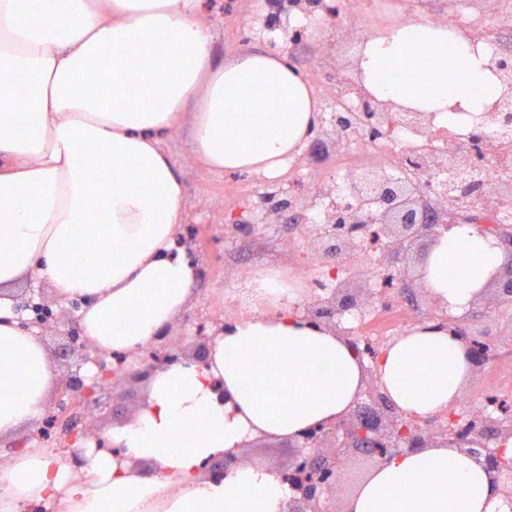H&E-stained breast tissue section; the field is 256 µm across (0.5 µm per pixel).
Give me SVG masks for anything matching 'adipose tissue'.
Listing matches in <instances>:
<instances>
[{
    "mask_svg": "<svg viewBox=\"0 0 512 512\" xmlns=\"http://www.w3.org/2000/svg\"><path fill=\"white\" fill-rule=\"evenodd\" d=\"M198 9L199 0H0V437L21 443L0 464V512H286L291 490L275 472L206 479L202 467L250 437L342 420L359 399L362 356L288 301L225 323L207 366L157 371L137 417L83 448L81 469L22 441L56 376L11 290L47 279L60 300L81 302L95 350L138 351L183 311L197 274L177 243L183 188L162 135L194 105L209 169L275 180L320 122L287 55L246 51L216 64ZM356 57L371 96L429 113L440 129L472 131L502 93L485 45L432 22L400 23ZM504 261L495 238L456 224L432 246L422 283L461 314ZM374 370L402 416L426 420L454 407L471 367L464 344L428 323L396 337ZM499 504L476 459L438 446L373 467L345 512Z\"/></svg>",
    "mask_w": 512,
    "mask_h": 512,
    "instance_id": "1",
    "label": "adipose tissue"
}]
</instances>
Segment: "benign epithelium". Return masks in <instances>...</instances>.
<instances>
[{
    "label": "benign epithelium",
    "instance_id": "benign-epithelium-1",
    "mask_svg": "<svg viewBox=\"0 0 512 512\" xmlns=\"http://www.w3.org/2000/svg\"><path fill=\"white\" fill-rule=\"evenodd\" d=\"M288 7L303 12L322 10L332 18L337 12L336 6L325 0H288ZM489 67L499 75L504 91L501 98L483 113L481 124L472 131V140L494 153L497 147L488 138L486 129L512 126V56L494 54L489 59ZM361 116L365 125L382 130L394 122L395 113L388 106L371 99L367 111ZM400 122L411 125L422 135H432L431 118L426 112H403ZM474 164L473 155L455 147L451 149L450 156L433 159L435 167H449L457 171V178L443 199L451 202L469 199L472 201L469 208H475L482 194L473 190V182L467 178V171ZM345 182L349 195L368 201L372 208L364 210L333 198L325 212V223L311 225V233L319 243L318 262L331 272V280L315 283L321 299L316 306L306 309L304 316L315 323L339 329L352 342V331L341 326V318L351 311L365 315L366 304L358 293L347 288L354 279L349 265L356 253L370 243L372 233L380 234L377 246L381 260L379 268L365 273L364 292L371 299L384 302L391 299L395 289L379 288L375 279L385 278L391 267L403 259L406 266L403 267L402 284L415 282L414 268L424 264L439 233L449 229L450 225L430 223L424 205L426 187L409 178L386 177L376 170H366L348 173ZM474 225L481 232L492 235L507 257L506 263L490 279L488 287L496 291L498 300L509 302L512 300V238L498 235L491 224L476 221ZM21 305L32 311L31 322L44 331L58 323V317L42 300L37 302L29 296L23 298ZM475 314L476 311L471 309L461 318H440V323L451 327L465 343L467 357L473 365L489 359L488 348L478 343L466 326V321ZM197 340L202 349L187 359L183 357V351L175 348L161 331L141 350V366L131 370L114 361L111 355L89 348L74 331H68L62 345L64 355L94 362L100 370V378L88 385L79 374L71 375L59 400L56 422L72 423L76 416L72 409L85 405L91 394L109 389L118 377L145 384L159 368L186 360L205 365L211 337L199 336ZM511 439L512 418L498 414L474 415L463 422L450 413L446 423L440 418L418 426L400 423L381 395V385L377 384L369 394V403L358 405L350 417L331 425L312 427L297 437L300 454L288 468L279 471L292 490L288 512H324V495L336 486L340 468L351 455L362 454L380 464L396 452L429 448L436 442L480 459L494 479L495 493L507 506L508 512H512V463H507L503 456V445ZM328 440L334 441L335 447H324ZM242 467L243 459L240 450L236 449L206 464L202 474L207 478L227 477Z\"/></svg>",
    "mask_w": 512,
    "mask_h": 512
}]
</instances>
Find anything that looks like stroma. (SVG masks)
Instances as JSON below:
<instances>
[{"mask_svg":"<svg viewBox=\"0 0 512 512\" xmlns=\"http://www.w3.org/2000/svg\"><path fill=\"white\" fill-rule=\"evenodd\" d=\"M402 20H424L455 9L466 14L484 16L489 42L497 52L512 54V26L498 22L497 0H408ZM340 11L333 25L313 39L295 38L291 14H277L274 0H201L199 20L213 35L217 63L235 58L246 50L282 52L307 76L313 92L336 86L347 64L345 47L358 41L359 34L347 23L344 13L348 0H337ZM163 147L179 169L183 181L185 222L179 243L182 251L197 266L184 311L170 324V335L181 346L192 348L197 334H208L216 324L235 320V313L225 311V295L240 298L243 304L253 299L251 282L242 279L240 267L248 265L253 276L279 270L286 271L291 262H314L315 248L308 225H296L300 212L312 191L333 190L335 173L370 168L369 160L354 156L353 149L337 137L331 120H322L309 142L298 154L319 175L318 183H309L296 167L289 168L278 180L269 181L256 175H227L209 170L195 155L189 122L180 123L163 139ZM272 191L291 200L285 210L257 206L258 195ZM254 224L251 233L234 231L239 219ZM26 290L53 305L61 320L59 333L44 335L51 365L58 381H65L72 371H85L79 359L59 357L62 332L77 324L76 303L58 304L47 282L26 283ZM482 315L469 329L492 343V357L472 368L470 378L457 406L463 411L480 413L486 396L496 393V377L512 375V303H499L494 293H486L476 304ZM146 395L144 386L117 382L100 406L85 410L79 428L94 427L98 433L132 421L140 411ZM298 450L291 440L256 436L243 449L245 461H259L278 471L287 468ZM367 457L345 461L334 490L325 496L326 512H342L357 483L371 469Z\"/></svg>","mask_w":512,"mask_h":512,"instance_id":"35a3bbf8","label":"stroma"}]
</instances>
